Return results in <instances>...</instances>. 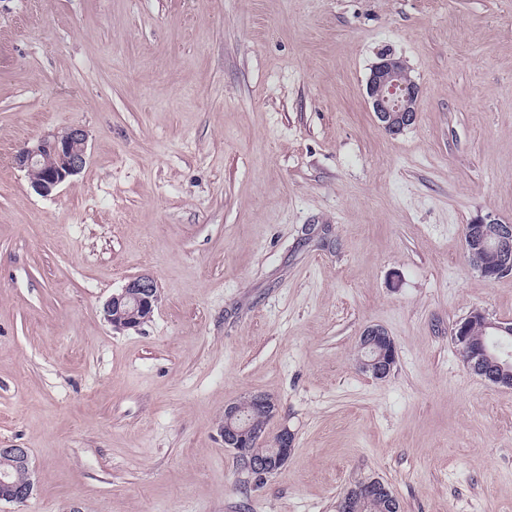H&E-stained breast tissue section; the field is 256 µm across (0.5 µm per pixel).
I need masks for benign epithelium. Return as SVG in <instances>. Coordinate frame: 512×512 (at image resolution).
Wrapping results in <instances>:
<instances>
[{"label":"benign epithelium","instance_id":"1","mask_svg":"<svg viewBox=\"0 0 512 512\" xmlns=\"http://www.w3.org/2000/svg\"><path fill=\"white\" fill-rule=\"evenodd\" d=\"M366 94L379 126L390 134H397L412 125L417 118L420 89L410 78L407 66L400 59L383 56L371 69L366 83ZM15 165L26 172L30 187L47 196L56 187L78 174L87 162V133L78 126L52 138L42 139L32 146L21 148L14 157ZM484 252L497 255L496 262L486 264L479 260ZM466 253L474 268L485 278L496 280L512 275V224H503L490 215L477 219L467 231ZM159 300L157 281L150 275L130 278L121 290L106 301L105 319L117 330L129 329L147 322ZM482 324L495 336H511L512 323L490 319L483 311L473 310L452 328L455 345L465 352L476 370L490 361L499 372L485 375L491 383L512 387V352L486 344L474 347L469 332L475 323ZM361 355L357 367L375 379L387 377L397 359V349L387 331L379 325H370L359 338ZM251 411L270 416L278 412V404L271 396L258 393L250 396ZM224 447L234 451L244 466L257 472H266L284 466L290 458L295 436L283 428L270 436L253 430L251 417L237 403L224 408ZM271 445L270 454L258 455L253 448L260 443ZM0 502L21 503L34 491L33 470L29 450L0 447ZM24 470L27 479L19 483L13 472ZM388 492L378 478L364 479L357 489V497H344L339 512H361L377 496Z\"/></svg>","mask_w":512,"mask_h":512}]
</instances>
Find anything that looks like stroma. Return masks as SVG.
Masks as SVG:
<instances>
[{"label": "stroma", "mask_w": 512, "mask_h": 512, "mask_svg": "<svg viewBox=\"0 0 512 512\" xmlns=\"http://www.w3.org/2000/svg\"><path fill=\"white\" fill-rule=\"evenodd\" d=\"M384 53L420 87L395 135ZM73 126L86 166L35 194L14 154ZM488 214L512 224V0H0V445L36 483L0 512H336L369 475L402 512H512V389L451 339L512 321L465 253ZM140 274L154 315L113 329ZM252 393L295 434L264 479L220 433ZM366 94L379 126L397 134L417 118L420 89L400 59L383 55L371 69ZM158 300L157 281L150 275H138L106 301L104 316L114 329L135 328L152 317ZM357 351V367L375 379L386 378L397 359V349L387 331L379 325H370L362 332Z\"/></svg>", "instance_id": "1"}]
</instances>
